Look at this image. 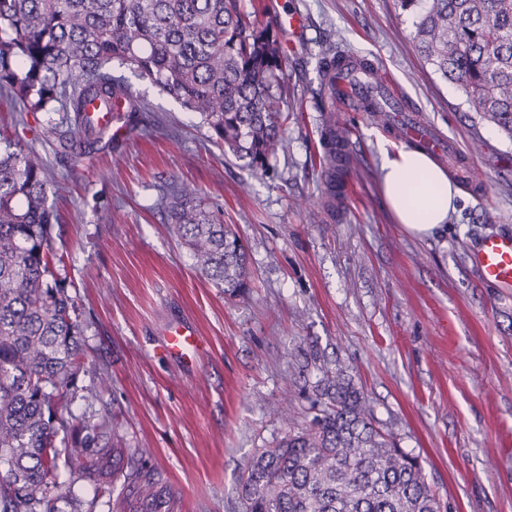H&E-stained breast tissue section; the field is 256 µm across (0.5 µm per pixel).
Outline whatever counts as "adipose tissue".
<instances>
[{"instance_id": "1", "label": "adipose tissue", "mask_w": 512, "mask_h": 512, "mask_svg": "<svg viewBox=\"0 0 512 512\" xmlns=\"http://www.w3.org/2000/svg\"><path fill=\"white\" fill-rule=\"evenodd\" d=\"M383 195L399 224L419 238L447 224L461 196L446 170L425 151L410 147L384 154L380 166Z\"/></svg>"}]
</instances>
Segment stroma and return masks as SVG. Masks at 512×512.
Here are the masks:
<instances>
[{
	"label": "stroma",
	"mask_w": 512,
	"mask_h": 512,
	"mask_svg": "<svg viewBox=\"0 0 512 512\" xmlns=\"http://www.w3.org/2000/svg\"><path fill=\"white\" fill-rule=\"evenodd\" d=\"M259 22L301 15L288 51L284 139L265 175L224 155L211 131L132 69L114 68L146 108L124 138L65 152L49 123L21 137L44 159L57 282L84 329L79 388L111 379L102 403L114 443L143 448L187 512H241L237 488L256 449L304 420L292 378L304 351L346 367L380 427L419 454L448 512H512V290L470 261L490 233H512V139L469 111L462 89L424 65L394 0H259ZM371 61L451 145L438 163L461 187L457 213L420 240L396 224L380 191L383 152L403 142L369 113L353 129L349 196L330 199L319 164L324 115L317 62L328 46ZM194 184L243 240L242 296L224 295L179 246L164 201ZM200 341L181 358L169 331Z\"/></svg>",
	"instance_id": "obj_1"
}]
</instances>
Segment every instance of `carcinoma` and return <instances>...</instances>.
Masks as SVG:
<instances>
[{
	"label": "carcinoma",
	"mask_w": 512,
	"mask_h": 512,
	"mask_svg": "<svg viewBox=\"0 0 512 512\" xmlns=\"http://www.w3.org/2000/svg\"><path fill=\"white\" fill-rule=\"evenodd\" d=\"M410 17L422 58L459 85L469 111L512 138V0H395ZM129 66L196 112L224 153L254 172L269 168L290 114L280 86L279 30L257 20L256 0H0V100L24 115L60 112L67 147L105 135L97 113L121 118L141 104L112 75ZM371 63L326 49L320 89L336 73ZM351 131L327 116L319 159L331 197L345 190ZM42 157L0 125V512H94L123 478L120 512H184L182 495L139 448H114L109 410L71 405L85 367L82 323L68 290L52 283L62 262L51 245ZM170 219L201 274L224 292L247 288L240 237L198 188L183 183ZM305 367L317 381L314 415L253 457L241 486L245 512H442L419 457L375 426L363 392L343 368ZM68 481L58 480L59 468ZM89 479L94 497L74 488Z\"/></svg>",
	"instance_id": "carcinoma-1"
}]
</instances>
